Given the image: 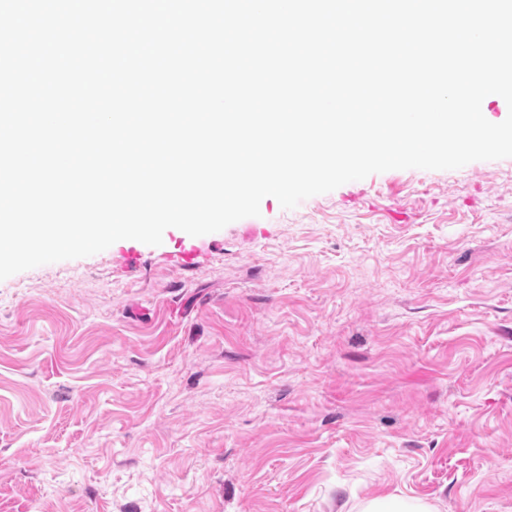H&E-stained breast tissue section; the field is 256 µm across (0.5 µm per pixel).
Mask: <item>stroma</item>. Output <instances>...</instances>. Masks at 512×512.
Here are the masks:
<instances>
[{"mask_svg":"<svg viewBox=\"0 0 512 512\" xmlns=\"http://www.w3.org/2000/svg\"><path fill=\"white\" fill-rule=\"evenodd\" d=\"M0 280V512H512V157ZM363 512H431L430 507L418 502H406L393 497H375L367 501Z\"/></svg>","mask_w":512,"mask_h":512,"instance_id":"35a3bbf8","label":"stroma"}]
</instances>
